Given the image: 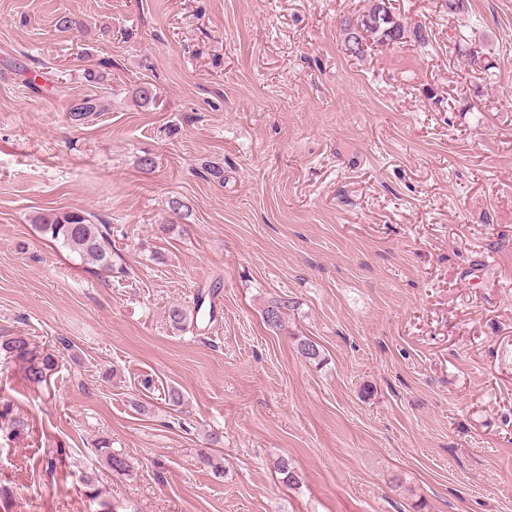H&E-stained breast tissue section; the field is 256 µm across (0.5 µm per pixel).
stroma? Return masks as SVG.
<instances>
[{
	"mask_svg": "<svg viewBox=\"0 0 512 512\" xmlns=\"http://www.w3.org/2000/svg\"><path fill=\"white\" fill-rule=\"evenodd\" d=\"M391 3L426 44L355 57L368 0H0V333L60 352L0 360V512H512V0ZM74 208L111 271L31 222ZM213 292H208L207 295L202 292V291H198V293L196 294V300H195V306L192 309L188 308V307H185L183 306L182 304L180 303H175V304H172L169 309H168V314H167V317H168V321L170 322V324L173 326V328L177 329V330H181V329H184L185 326H189L192 324V318H194V314H193V311L198 313L201 309V307L203 306L204 302H205V299L206 297L208 296L209 299L212 298V296L214 295V290H212ZM188 322V324H187ZM290 307V301L282 298L270 300L264 308L263 318L267 325L272 328L282 329L285 316ZM2 352L7 360L10 359L22 367L26 380L32 385L46 383L58 364L54 354L40 348L31 336L22 333L0 336V353ZM95 452L99 457L105 460L107 466L117 475H130L134 466L129 457L125 454L112 450V444L109 440L101 439L95 444Z\"/></svg>",
	"mask_w": 512,
	"mask_h": 512,
	"instance_id": "stroma-1",
	"label": "stroma"
}]
</instances>
